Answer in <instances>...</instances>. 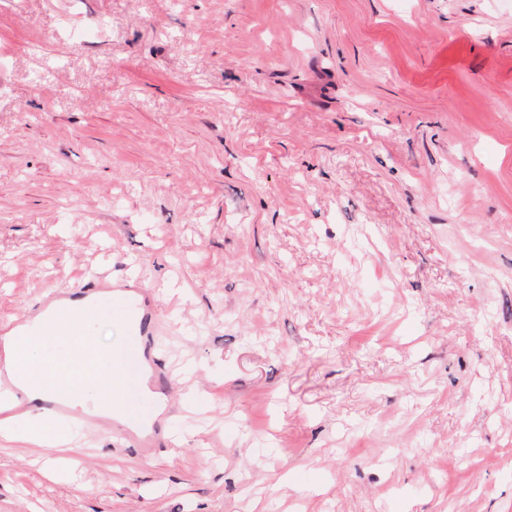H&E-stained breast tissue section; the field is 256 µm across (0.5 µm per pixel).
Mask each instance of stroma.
<instances>
[{"label":"stroma","instance_id":"1","mask_svg":"<svg viewBox=\"0 0 512 512\" xmlns=\"http://www.w3.org/2000/svg\"><path fill=\"white\" fill-rule=\"evenodd\" d=\"M0 258L135 265L173 407L0 512H512V0H0Z\"/></svg>","mask_w":512,"mask_h":512}]
</instances>
